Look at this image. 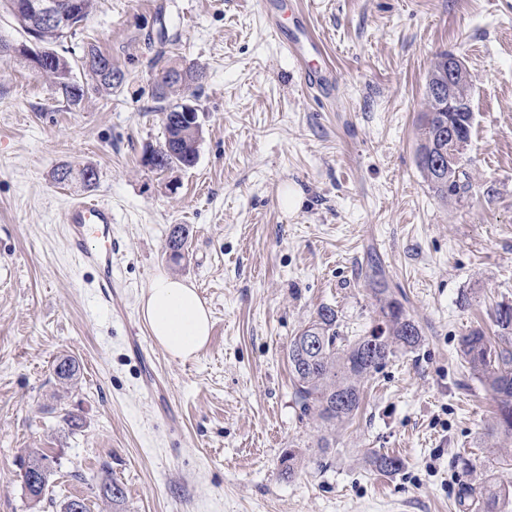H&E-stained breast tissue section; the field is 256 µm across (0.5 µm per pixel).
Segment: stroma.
I'll list each match as a JSON object with an SVG mask.
<instances>
[{
  "instance_id": "obj_1",
  "label": "stroma",
  "mask_w": 512,
  "mask_h": 512,
  "mask_svg": "<svg viewBox=\"0 0 512 512\" xmlns=\"http://www.w3.org/2000/svg\"><path fill=\"white\" fill-rule=\"evenodd\" d=\"M310 20L336 68L331 101L302 91L257 0H96L66 46L78 56L95 44L127 80L77 105L0 61V512H60L72 498L113 512L99 492L107 472L122 512H478L460 506L462 489L512 487V443L491 436L492 396L459 352L512 305V0H311ZM160 50L204 74L183 92L203 122L197 161L166 172L142 162L164 139ZM443 51L473 79L469 180L446 203L416 158ZM66 162L94 166L95 187L56 183ZM90 195L112 205L109 305L61 224ZM175 224L190 230L177 264ZM373 258L423 338L373 374L363 409L322 448L288 343L323 306L341 335L366 334ZM160 271L211 310L196 360L169 357L140 316ZM63 356L79 364L68 386L53 370ZM291 448L304 463L289 479ZM37 449L54 459L38 502L19 468ZM374 451L403 469L375 471Z\"/></svg>"
}]
</instances>
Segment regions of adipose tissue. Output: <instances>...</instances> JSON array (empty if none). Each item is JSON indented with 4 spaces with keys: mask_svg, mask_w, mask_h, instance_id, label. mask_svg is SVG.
<instances>
[{
    "mask_svg": "<svg viewBox=\"0 0 512 512\" xmlns=\"http://www.w3.org/2000/svg\"><path fill=\"white\" fill-rule=\"evenodd\" d=\"M140 312L154 341L172 358H196L209 341L212 314L184 279L165 272L154 275Z\"/></svg>",
    "mask_w": 512,
    "mask_h": 512,
    "instance_id": "adipose-tissue-1",
    "label": "adipose tissue"
}]
</instances>
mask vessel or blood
I'll return each instance as SVG.
<instances>
[{"label": "vessel or blood", "mask_w": 512, "mask_h": 512, "mask_svg": "<svg viewBox=\"0 0 512 512\" xmlns=\"http://www.w3.org/2000/svg\"><path fill=\"white\" fill-rule=\"evenodd\" d=\"M282 0H258L270 31L282 48L302 63L301 87L317 99L332 97L336 75L329 65L325 47L309 22V10L303 4L291 9L293 27L280 22ZM66 244L82 264L96 274V286L103 299L112 297V206L100 200H76L62 213Z\"/></svg>", "instance_id": "1"}]
</instances>
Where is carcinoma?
<instances>
[{"mask_svg": "<svg viewBox=\"0 0 512 512\" xmlns=\"http://www.w3.org/2000/svg\"><path fill=\"white\" fill-rule=\"evenodd\" d=\"M28 0H0V9L8 13L21 33H27L26 11L16 13L15 6L27 5ZM75 35L72 30L62 31L45 28L40 32L45 60L36 72L49 78L56 90L66 101L80 103L89 93L110 94L112 89L122 85L125 74L112 67V56L98 47L90 45L83 50L80 66L92 83L79 79L75 67L56 47ZM153 95L162 101L179 90L194 83V71L187 70L191 80L184 84L169 81L171 73L179 67L163 62V55L154 61ZM429 111L421 116L422 142L417 153V163L424 172L431 188L442 198H451L465 188L468 178L461 164L462 152L448 154V138L441 137L444 112H434V100H427ZM198 148L191 142L181 144L164 140L150 149V155L143 157V163L151 169L164 172L180 167H191L196 163ZM92 177L85 179V172ZM76 178L83 187L92 188L97 184L98 173L90 165L76 170L63 163L54 170V180L63 183L67 178ZM189 230L183 224H176L167 238L170 259L179 262L184 257ZM370 292L375 300V325L367 336H360L352 342H344L337 331L336 311L323 306L296 336L288 343V365L292 375L295 394L306 414L313 415L319 427L326 430L338 423L352 419L360 410L369 378L381 370L400 349H412L419 345L423 331L411 317L402 302L398 300L382 270L370 266L366 274ZM496 323L499 334L487 336L476 329L461 339L460 352L470 373L491 392L496 400V423L492 431L496 436L512 440V306L497 310ZM79 366L76 361L65 357L54 365V373L63 382L76 376ZM302 454L288 450L280 460L281 472L292 477L301 464ZM370 465L385 474H394L402 469V460L388 453L376 452L370 457ZM103 498L117 510L123 504L124 492L120 484L108 475L100 481ZM478 493L483 503V512H500V501L504 491L489 484Z\"/></svg>", "mask_w": 512, "mask_h": 512, "instance_id": "obj_1", "label": "carcinoma"}]
</instances>
